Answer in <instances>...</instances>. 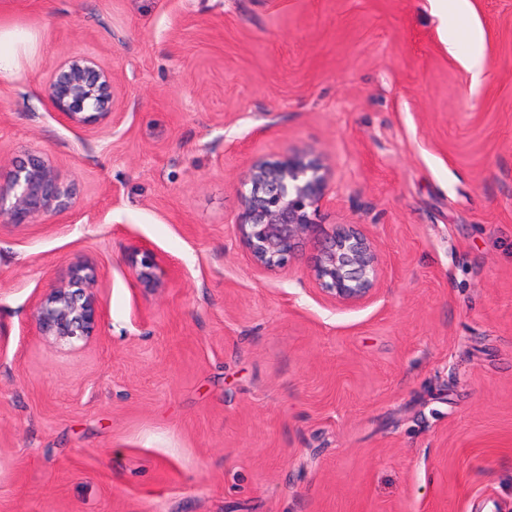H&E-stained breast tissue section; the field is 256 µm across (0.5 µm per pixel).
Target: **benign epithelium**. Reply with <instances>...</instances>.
I'll use <instances>...</instances> for the list:
<instances>
[{
    "label": "benign epithelium",
    "instance_id": "1",
    "mask_svg": "<svg viewBox=\"0 0 512 512\" xmlns=\"http://www.w3.org/2000/svg\"><path fill=\"white\" fill-rule=\"evenodd\" d=\"M45 93L60 118L74 125L105 123L118 106L112 71L84 56L64 59L47 78ZM242 185L249 190L243 194L237 234L257 268L278 273L303 239L319 235L316 215L328 191L326 169L313 155H288L255 162ZM73 200V187L61 181L51 159L28 153L0 181V222L34 224L68 211ZM127 263L143 288L161 285L165 271L150 248L134 249ZM311 277L334 304L362 305L378 291L377 246L357 225L338 224L325 234ZM95 284L92 267L73 264L69 280L35 304L39 334L70 347L97 335L102 315Z\"/></svg>",
    "mask_w": 512,
    "mask_h": 512
}]
</instances>
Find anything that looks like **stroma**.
Returning a JSON list of instances; mask_svg holds the SVG:
<instances>
[{
    "instance_id": "obj_1",
    "label": "stroma",
    "mask_w": 512,
    "mask_h": 512,
    "mask_svg": "<svg viewBox=\"0 0 512 512\" xmlns=\"http://www.w3.org/2000/svg\"><path fill=\"white\" fill-rule=\"evenodd\" d=\"M0 27L29 38L0 181L31 150L76 188L0 223V512H512V0H0ZM69 56L114 70V121H59ZM304 152L322 231L377 244L367 304L319 293L316 243L271 275L234 233L252 163ZM77 261L104 319L70 351L33 306ZM140 256V258H138ZM127 263L134 277L145 289L158 288L165 274L161 262L153 251L144 246L134 249L128 256Z\"/></svg>"
}]
</instances>
